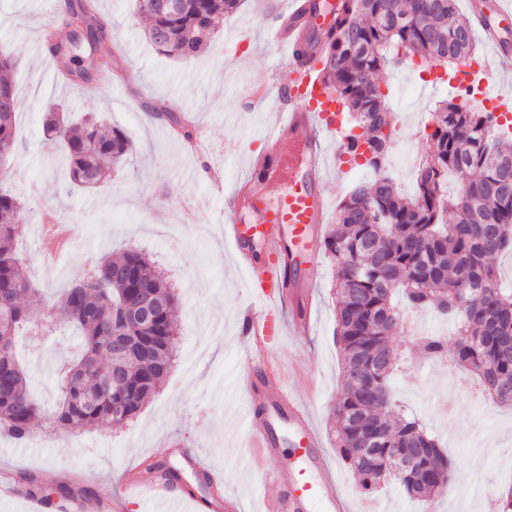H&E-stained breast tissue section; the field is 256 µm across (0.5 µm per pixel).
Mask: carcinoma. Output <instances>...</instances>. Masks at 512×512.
I'll list each match as a JSON object with an SVG mask.
<instances>
[{"label": "carcinoma", "mask_w": 512, "mask_h": 512, "mask_svg": "<svg viewBox=\"0 0 512 512\" xmlns=\"http://www.w3.org/2000/svg\"><path fill=\"white\" fill-rule=\"evenodd\" d=\"M457 0H341L336 25L322 45L315 71L324 93L352 118L348 150L376 177L350 191L336 209L324 249L336 269L334 338L342 380L334 408L336 451L371 493L393 482L411 499L430 500L458 478L453 461L414 414L397 408L390 380L398 368L391 337L404 333L393 298L413 311L431 307L455 320V360L478 376L496 403L512 404V288L502 286L492 263L512 251V147L493 112L442 101L429 113L433 150L419 158L416 192L401 194L384 167L396 124L374 75L398 58L446 75L475 55L470 20ZM147 20L145 38L160 52L196 58L213 43L220 19L242 0H175L161 11L153 0H133ZM51 30L49 54L67 56V79L88 83V59L107 63L112 54L109 20L97 0H68ZM15 63L0 53V166L18 144L17 98L10 79ZM166 118L185 144L192 128L173 107L149 106ZM44 134L65 148L66 180L94 187L131 150L124 132L93 119L71 126L54 111ZM460 181L448 197V173ZM24 204L0 187V433L18 443L32 438L43 408L33 398L17 354L18 337L47 336L58 321L77 332L79 350L55 374L59 396L51 425L64 430L112 429L130 421L155 394L178 352L173 318L177 297L164 273L145 253L124 249L107 256L81 285L64 289L40 320L23 303L36 292L16 247ZM164 306L152 326L137 316L142 299ZM146 353L114 356L117 343ZM424 355H445L443 336H420Z\"/></svg>", "instance_id": "cac0c4a2"}]
</instances>
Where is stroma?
<instances>
[{
  "instance_id": "obj_1",
  "label": "stroma",
  "mask_w": 512,
  "mask_h": 512,
  "mask_svg": "<svg viewBox=\"0 0 512 512\" xmlns=\"http://www.w3.org/2000/svg\"><path fill=\"white\" fill-rule=\"evenodd\" d=\"M63 2L0 0V52L15 62L19 99L18 149L6 186L25 202L19 250L38 289L28 304L35 315H43L50 297L80 282L91 265L115 250L136 248L156 261L176 290L179 352L159 390L128 426L63 431L45 424L23 444L1 435L0 471L19 478L24 492L29 486L22 476L32 473L44 476L51 499L104 501L122 491L129 473L152 476L153 449L173 442L220 465L221 493L236 500L240 512H259L262 496L280 489L256 483L254 451L241 421L235 323L252 297L220 225L226 195L251 176L250 160L265 149L266 116L251 106L249 87L272 84L273 103L288 102L273 85L288 59L267 48L266 31L290 0H271L267 11L259 0H245L238 13L219 24L209 51L191 60L151 48L131 0H99L111 21L115 52L91 95L79 84L55 81L57 72L70 69L69 59L38 50L44 23L59 18ZM175 99L205 127V152H187L169 127L148 119L146 106ZM439 100L457 103L461 97L447 85H432L407 95L403 112L396 115L397 138L385 172L402 193L414 191L415 175L401 159L429 151L419 122ZM58 106L117 127L130 139L127 161L114 166L101 186L69 190L60 167L62 147L43 134L45 112ZM48 211L70 224L74 236L72 248L54 257L44 253L40 239ZM312 248L318 279L309 281L303 263L297 277L316 292L309 335L302 340L284 329L273 357L313 417L349 512H488L490 493L512 486V406L493 403L458 367L453 353L436 361L425 358L412 336L391 340L401 356L392 386L399 404L440 440L461 479L431 507L410 501L392 486L364 497L336 451L332 429L342 376L333 340L336 270L322 242ZM73 342L72 327L64 325L51 337L21 343L31 391L46 411L55 408L56 363Z\"/></svg>"
}]
</instances>
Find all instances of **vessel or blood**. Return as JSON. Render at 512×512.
Returning <instances> with one entry per match:
<instances>
[{
    "label": "vessel or blood",
    "instance_id": "1",
    "mask_svg": "<svg viewBox=\"0 0 512 512\" xmlns=\"http://www.w3.org/2000/svg\"><path fill=\"white\" fill-rule=\"evenodd\" d=\"M469 5L474 27L495 54H512L498 27L499 22L512 20L506 0H493L489 8L483 0H469ZM317 24L310 0H297L287 18L270 29L274 50L288 56V105L268 109L267 150L255 158L250 182L224 206V235L233 244L236 266L247 273L256 295L255 302L238 315L237 340L247 360L242 374L245 427L254 447L267 459H276L283 440L289 438L303 461L299 469L272 468L270 477L282 492L266 499L265 512H347L334 468L308 413L283 380L270 386L264 377L293 284L292 248L300 240L316 237L330 213L322 172L333 120L322 105V86L313 73L319 46L310 35ZM288 146L298 161L297 174L288 195L272 205L266 188L280 175ZM187 464L209 486L224 481L223 470L201 456L189 455ZM150 487L166 497L174 510L187 495L185 487L163 475Z\"/></svg>",
    "mask_w": 512,
    "mask_h": 512
}]
</instances>
